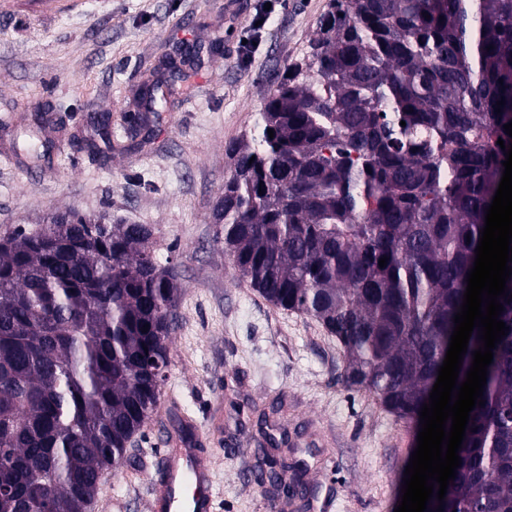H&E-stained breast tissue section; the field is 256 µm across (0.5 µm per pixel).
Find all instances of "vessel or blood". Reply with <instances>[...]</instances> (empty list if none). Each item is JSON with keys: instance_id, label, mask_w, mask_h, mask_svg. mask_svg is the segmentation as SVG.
<instances>
[{"instance_id": "1", "label": "vessel or blood", "mask_w": 512, "mask_h": 512, "mask_svg": "<svg viewBox=\"0 0 512 512\" xmlns=\"http://www.w3.org/2000/svg\"><path fill=\"white\" fill-rule=\"evenodd\" d=\"M149 512H214L213 464L193 439H175L150 484Z\"/></svg>"}]
</instances>
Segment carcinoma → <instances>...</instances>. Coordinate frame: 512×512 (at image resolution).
<instances>
[{
    "instance_id": "1",
    "label": "carcinoma",
    "mask_w": 512,
    "mask_h": 512,
    "mask_svg": "<svg viewBox=\"0 0 512 512\" xmlns=\"http://www.w3.org/2000/svg\"><path fill=\"white\" fill-rule=\"evenodd\" d=\"M50 112L33 107L32 125L49 128ZM511 121L512 0H331L227 148L212 223L235 271L319 321L347 384L416 431ZM176 294L144 224L69 212L0 238V512H85L157 410ZM499 301L509 332L485 405L427 512H512V301ZM266 465L263 450L254 467L275 489L283 474Z\"/></svg>"
}]
</instances>
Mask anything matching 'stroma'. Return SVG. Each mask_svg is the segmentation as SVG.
<instances>
[{
	"mask_svg": "<svg viewBox=\"0 0 512 512\" xmlns=\"http://www.w3.org/2000/svg\"><path fill=\"white\" fill-rule=\"evenodd\" d=\"M330 0H282L239 51L261 0H0V236L41 228L51 213H108L146 224L179 285L161 387L194 418L212 456L215 512H300L286 490L265 492L257 449L332 479L331 512H394L417 440L368 393L345 382L335 337L314 318L267 302L234 270L209 216L231 174L225 148L248 131L279 73L302 56ZM38 103L54 105L50 157L19 144ZM150 135L127 149L132 117ZM288 413L260 430L254 405ZM166 404L134 436L96 502L148 512L166 439ZM333 475L318 471L322 451Z\"/></svg>",
	"mask_w": 512,
	"mask_h": 512,
	"instance_id": "1",
	"label": "stroma"
}]
</instances>
